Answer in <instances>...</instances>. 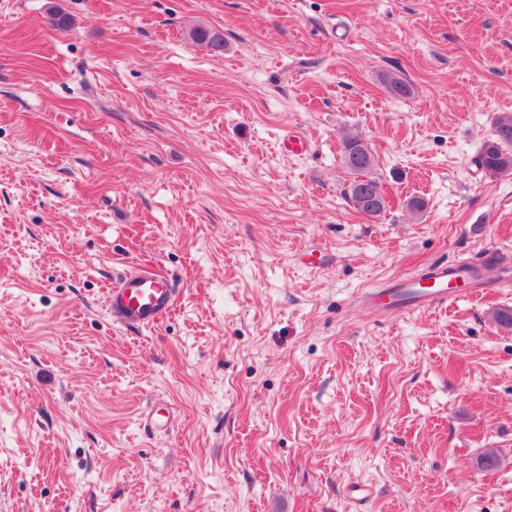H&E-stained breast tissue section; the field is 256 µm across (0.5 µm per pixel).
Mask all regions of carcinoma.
<instances>
[{
	"instance_id": "carcinoma-1",
	"label": "carcinoma",
	"mask_w": 512,
	"mask_h": 512,
	"mask_svg": "<svg viewBox=\"0 0 512 512\" xmlns=\"http://www.w3.org/2000/svg\"><path fill=\"white\" fill-rule=\"evenodd\" d=\"M190 36L197 44L213 51H224V37L204 26H196ZM494 136L488 140L478 157V165L491 177L512 172V113L500 112L493 119ZM343 162L354 175L345 196L362 214L378 215L387 206L385 191L375 179H364L375 166V157L368 144L357 134H348L343 141Z\"/></svg>"
}]
</instances>
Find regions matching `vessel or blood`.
<instances>
[{
    "instance_id": "obj_1",
    "label": "vessel or blood",
    "mask_w": 512,
    "mask_h": 512,
    "mask_svg": "<svg viewBox=\"0 0 512 512\" xmlns=\"http://www.w3.org/2000/svg\"><path fill=\"white\" fill-rule=\"evenodd\" d=\"M478 266L460 263L440 265L423 276L395 284H382L363 292L360 305L386 316L394 311L411 313L457 298L455 282L479 284ZM177 288L172 277L153 269L129 270L109 288L106 304L117 325L140 329L157 323L173 307Z\"/></svg>"
}]
</instances>
